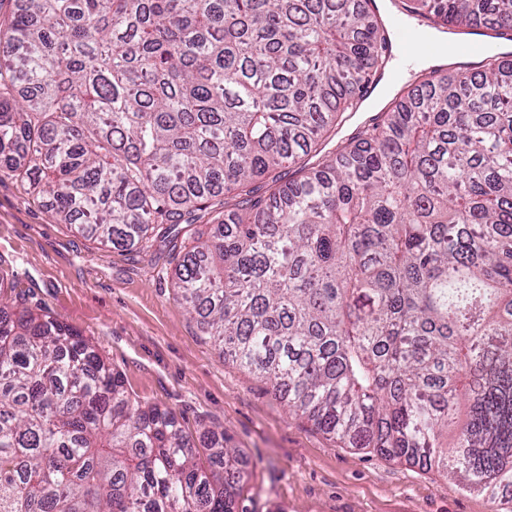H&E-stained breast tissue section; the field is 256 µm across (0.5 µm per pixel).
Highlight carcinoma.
<instances>
[{"mask_svg": "<svg viewBox=\"0 0 512 512\" xmlns=\"http://www.w3.org/2000/svg\"><path fill=\"white\" fill-rule=\"evenodd\" d=\"M407 10L512 29V0ZM485 60L326 153L389 65L360 0H13L0 172L104 246L168 225L176 298L224 358L322 432L495 502L512 494V60ZM7 283L0 512H236L224 432L200 463L171 413L132 404L95 345L3 301Z\"/></svg>", "mask_w": 512, "mask_h": 512, "instance_id": "1", "label": "carcinoma"}]
</instances>
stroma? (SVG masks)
<instances>
[{
	"mask_svg": "<svg viewBox=\"0 0 512 512\" xmlns=\"http://www.w3.org/2000/svg\"><path fill=\"white\" fill-rule=\"evenodd\" d=\"M0 265L26 306L96 343L141 405L191 439L224 431L247 462L240 512H494L441 471L351 448L290 413L270 384L225 361L172 287L161 242L105 248L58 221L45 195L0 172Z\"/></svg>",
	"mask_w": 512,
	"mask_h": 512,
	"instance_id": "obj_1",
	"label": "stroma"
}]
</instances>
